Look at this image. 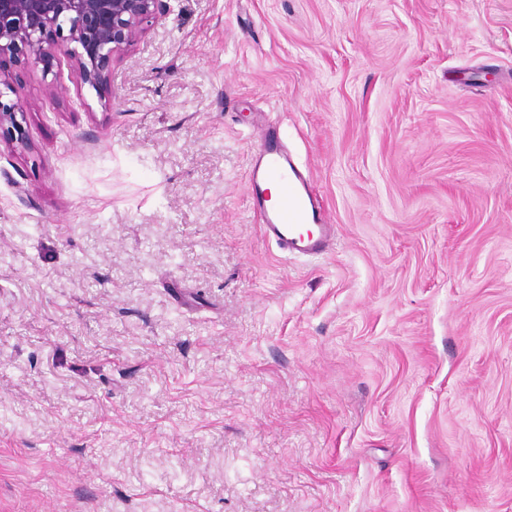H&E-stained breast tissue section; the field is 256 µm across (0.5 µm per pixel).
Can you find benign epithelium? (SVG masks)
<instances>
[{
  "label": "benign epithelium",
  "mask_w": 512,
  "mask_h": 512,
  "mask_svg": "<svg viewBox=\"0 0 512 512\" xmlns=\"http://www.w3.org/2000/svg\"><path fill=\"white\" fill-rule=\"evenodd\" d=\"M172 11L171 0H0V58L62 54L99 91L111 84L112 62ZM25 122L20 103L0 101V143L29 149Z\"/></svg>",
  "instance_id": "benign-epithelium-1"
}]
</instances>
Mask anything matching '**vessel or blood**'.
I'll use <instances>...</instances> for the list:
<instances>
[{"instance_id": "vessel-or-blood-1", "label": "vessel or blood", "mask_w": 512, "mask_h": 512, "mask_svg": "<svg viewBox=\"0 0 512 512\" xmlns=\"http://www.w3.org/2000/svg\"><path fill=\"white\" fill-rule=\"evenodd\" d=\"M277 184L269 199L268 184ZM248 189L259 205L258 217L266 238L285 253L317 256L328 252L336 237L335 225L323 222L322 206L307 178L279 145L261 137Z\"/></svg>"}]
</instances>
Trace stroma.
I'll return each instance as SVG.
<instances>
[{
  "instance_id": "1",
  "label": "stroma",
  "mask_w": 512,
  "mask_h": 512,
  "mask_svg": "<svg viewBox=\"0 0 512 512\" xmlns=\"http://www.w3.org/2000/svg\"><path fill=\"white\" fill-rule=\"evenodd\" d=\"M172 6L108 109L0 60V512H512V0ZM26 122V112L23 106L15 103H3L0 99V145L13 151L30 149V143L25 133L23 123ZM269 183L277 184L279 189L273 202H270L267 191L269 188L275 196L277 187ZM248 189L258 203L264 236L275 241L282 252L299 256L328 252L336 237V225L322 220V206L311 189L310 179L296 168L279 145L269 139V134L260 138ZM265 202L270 203L265 205ZM310 220L319 223L317 231L304 234L301 225Z\"/></svg>"
}]
</instances>
